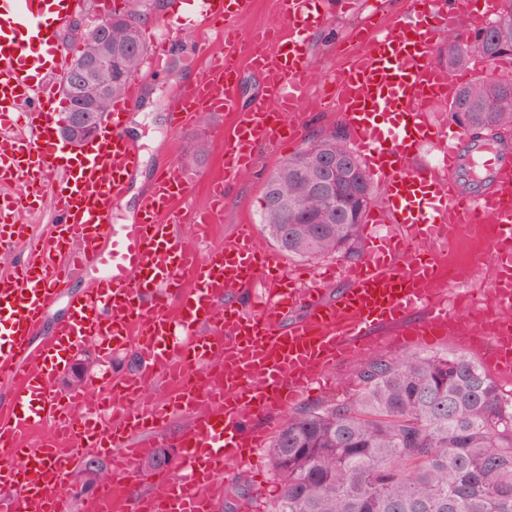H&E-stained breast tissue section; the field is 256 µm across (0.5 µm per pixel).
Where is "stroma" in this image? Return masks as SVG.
I'll return each mask as SVG.
<instances>
[{
    "instance_id": "1",
    "label": "stroma",
    "mask_w": 512,
    "mask_h": 512,
    "mask_svg": "<svg viewBox=\"0 0 512 512\" xmlns=\"http://www.w3.org/2000/svg\"><path fill=\"white\" fill-rule=\"evenodd\" d=\"M413 7L414 0H355L354 8L329 14L325 22L309 34L314 83H321L332 68L340 65V58L332 52L334 43L352 42L354 33L368 22L384 27L402 20L411 14ZM194 40V35L188 32L173 36L169 52L155 60L141 98L126 114L127 123L135 127L133 140L140 149L142 162L123 202L114 210L116 223L131 221L139 197L148 190L158 167L170 157H178L194 170L214 171L221 166V153L214 142V129L221 123V116L204 115L195 127L179 134L173 133L168 123V101L177 77L182 74V60L189 56ZM198 139L208 144L207 156L199 160L186 150L188 143ZM293 152V147L287 146L276 154H260L255 168L240 178L231 194L217 243L232 239L238 225L258 224L263 184ZM98 460L100 468L94 477H87L76 469L70 471L61 488L68 500V512H80L82 501L94 495L99 484L109 478L108 456L99 455ZM224 483V498L217 504L219 512H247V500L260 488L264 489L266 497L275 496L277 484L267 450L257 452L253 469L229 474Z\"/></svg>"
}]
</instances>
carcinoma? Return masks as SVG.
I'll return each instance as SVG.
<instances>
[{
  "mask_svg": "<svg viewBox=\"0 0 512 512\" xmlns=\"http://www.w3.org/2000/svg\"><path fill=\"white\" fill-rule=\"evenodd\" d=\"M101 18L78 54L94 58L112 43V96L106 111L149 55L142 35L147 0ZM448 39L435 52L451 70L474 55L490 63L512 56V0L467 50ZM448 117L494 139L512 131V75L461 86ZM93 112L71 113L74 130L96 129ZM351 164L362 196L336 193V160ZM376 197L345 128L308 136L267 178L260 224L276 247L296 258L359 256L358 236ZM351 396L327 398L288 413L268 445L278 484L267 512H512V394L481 365L458 353L404 351L367 358L352 371Z\"/></svg>",
  "mask_w": 512,
  "mask_h": 512,
  "instance_id": "carcinoma-1",
  "label": "carcinoma"
}]
</instances>
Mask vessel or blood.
<instances>
[{
	"label": "vessel or blood",
	"mask_w": 512,
	"mask_h": 512,
	"mask_svg": "<svg viewBox=\"0 0 512 512\" xmlns=\"http://www.w3.org/2000/svg\"><path fill=\"white\" fill-rule=\"evenodd\" d=\"M278 4L282 23L266 52L265 33L235 35L254 0H169L148 33L154 55L169 51L174 33L199 35L188 61L194 76L178 81L171 99L170 128H192L204 112L230 115L231 124L215 130L224 169L202 179L179 160L162 164L135 218L116 224L112 211L141 165L124 120L140 76L129 78L80 148L60 137L55 120L69 65L58 27L89 7L106 15L112 0H0V257L9 262L0 270V385L12 393L0 404V456L11 460L0 473V512H63L59 487L91 453L122 460L96 492L106 499L122 488L119 512H214L227 472L250 463L291 403L329 388L335 374L382 344L401 350L445 339L475 351L489 374L512 380V161L492 147L466 153L464 130L431 113L489 67L476 58L448 71L435 58L438 40L467 41L498 0H415L413 17L376 33L347 72L326 78L331 104L383 192L366 217L358 261L290 271L251 224L207 248L233 186L260 152L304 140L313 117L305 109L313 91L306 34L344 6ZM218 27L219 52L204 37ZM244 63L261 79L246 108ZM72 151L78 163L60 164ZM466 163L485 184L479 193L459 185ZM201 182L199 204L192 195ZM42 199L48 224L24 223L23 211ZM469 224L489 225V239L471 243ZM487 262L497 269L490 307L473 287ZM89 266L91 283L70 294ZM337 281L336 298L325 300ZM62 299L67 316L33 347L46 312ZM301 307L305 316L290 320ZM484 321L495 332L481 330ZM91 341L105 359L132 349L137 369H102L84 391L59 396L58 375ZM211 374L219 380L210 385ZM182 418L187 426L169 433ZM42 427L64 448L38 440ZM162 442L176 449L174 466L135 493L142 460Z\"/></svg>",
	"instance_id": "b4317fda"
}]
</instances>
